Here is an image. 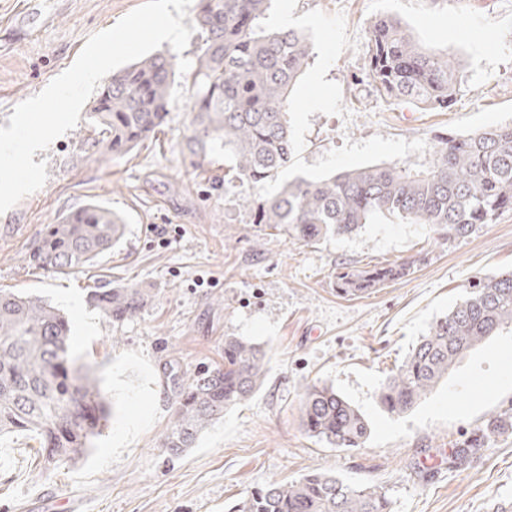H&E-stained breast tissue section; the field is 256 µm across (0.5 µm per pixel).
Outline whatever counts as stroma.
Returning <instances> with one entry per match:
<instances>
[{
	"label": "stroma",
	"mask_w": 512,
	"mask_h": 512,
	"mask_svg": "<svg viewBox=\"0 0 512 512\" xmlns=\"http://www.w3.org/2000/svg\"><path fill=\"white\" fill-rule=\"evenodd\" d=\"M143 0H0V126L15 105L72 65L87 38ZM397 18L419 46L456 54L461 91L446 109L385 98L367 79L368 28ZM263 25L307 34L313 56L291 96L294 152L263 195L295 176L327 178L366 165L428 162L438 137L512 123V0H274ZM191 88L177 78L163 127L125 156L101 154L89 109L34 162L48 179L0 214V290L39 297L72 321L71 353L106 392L109 418L85 456L42 472L35 441L0 438V512H229L255 488L311 472L385 492L392 512H491L512 502V430L464 468L456 441L512 410V331L469 353L402 416L378 395L430 326L474 277L512 271V210L468 237L377 217L356 232L303 244L252 223L224 160L184 161ZM95 200L124 216L120 241L70 275L35 268L45 225ZM422 262L359 297L336 291V271ZM134 283L154 298L115 325L85 298L89 288ZM262 345L259 392L227 411L182 456L158 446L180 385L224 362V339ZM332 385L365 416L364 447L333 448L304 430L307 383Z\"/></svg>",
	"instance_id": "35a3bbf8"
}]
</instances>
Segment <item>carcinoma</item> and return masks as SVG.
Instances as JSON below:
<instances>
[{
    "mask_svg": "<svg viewBox=\"0 0 512 512\" xmlns=\"http://www.w3.org/2000/svg\"><path fill=\"white\" fill-rule=\"evenodd\" d=\"M270 0H199L201 45L186 80L192 88L185 159L210 165L224 155L232 182L258 190L288 165L293 142L290 94L313 51L295 30L264 31ZM460 64L450 53L424 51L395 19L369 26L367 78L390 100L448 107L460 91ZM175 79L173 57L157 52L117 69L91 107L104 133L103 151L131 152L160 129ZM253 223L305 244L351 234L374 216L427 224L438 236L464 238L512 209V125L441 137L428 165L396 162L352 169L321 180L297 178L275 195L248 194ZM125 222L91 203L43 230L34 264L69 275L92 267L124 233ZM412 261L352 267L336 276V291L358 295L408 275ZM145 290L126 284L93 288L89 305L114 323L136 316ZM512 328V273L478 277L460 303L439 318L379 393L391 415L411 411L448 378L456 363L503 329ZM71 326L50 304L0 291V437L28 431L39 440L43 468L73 461L107 421L98 380L74 366ZM267 373L265 351L238 336L224 337V366L204 369L181 387L159 447L179 455L231 408L249 400ZM306 433L332 448H360L370 435L360 411L331 385H307L301 405ZM512 430V412L491 417L473 436L454 444L459 468L494 434ZM235 512H391L386 494L352 486L336 475L313 473L291 483L272 482L242 499Z\"/></svg>",
    "mask_w": 512,
    "mask_h": 512,
    "instance_id": "obj_1",
    "label": "carcinoma"
}]
</instances>
